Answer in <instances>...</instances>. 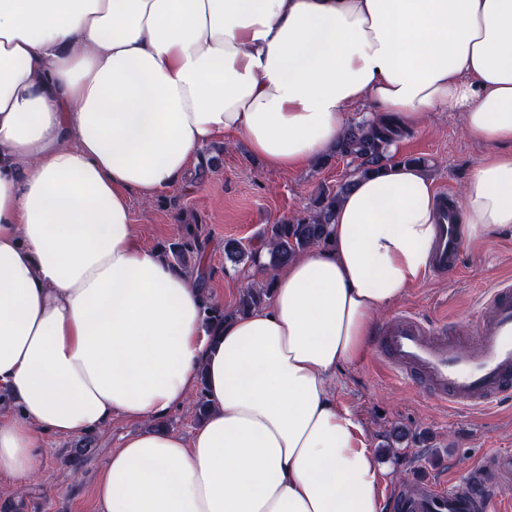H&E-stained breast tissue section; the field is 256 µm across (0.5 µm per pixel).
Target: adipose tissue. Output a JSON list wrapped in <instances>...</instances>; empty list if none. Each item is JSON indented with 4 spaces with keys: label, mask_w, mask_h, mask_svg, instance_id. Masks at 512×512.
<instances>
[{
    "label": "adipose tissue",
    "mask_w": 512,
    "mask_h": 512,
    "mask_svg": "<svg viewBox=\"0 0 512 512\" xmlns=\"http://www.w3.org/2000/svg\"><path fill=\"white\" fill-rule=\"evenodd\" d=\"M418 128L461 113L489 146L469 236L512 226V0H0V477L36 480L41 435L157 420L197 385L190 437L124 438L100 512H383L386 474L331 379L428 269L434 181L359 177L330 245L246 282L270 306L204 322L211 296L139 240L133 201L235 137L272 170L334 152L354 106Z\"/></svg>",
    "instance_id": "ef3b65f1"
}]
</instances>
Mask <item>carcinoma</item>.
Returning <instances> with one entry per match:
<instances>
[{
    "instance_id": "carcinoma-1",
    "label": "carcinoma",
    "mask_w": 512,
    "mask_h": 512,
    "mask_svg": "<svg viewBox=\"0 0 512 512\" xmlns=\"http://www.w3.org/2000/svg\"><path fill=\"white\" fill-rule=\"evenodd\" d=\"M401 133L402 128L394 118L376 124L363 121L347 127L342 141L336 147V154L356 161V167L349 179L339 184L337 188L322 189L305 214L277 224L266 225L263 237L270 246L268 267L285 265L313 247L328 246V225L336 215V204L349 190L355 177L378 172L395 162L394 156L389 153V146ZM216 152L217 155L206 156L199 163L195 174L196 180H203L209 172L219 166L224 147H217ZM205 243L206 239L202 238V225L186 223L183 235L163 247L161 253L179 272L186 275L196 274L199 284L205 288L207 277L205 273L199 271V260ZM224 254L234 264L245 260L254 264L257 261V252L247 250L236 240L225 242ZM271 287L272 282L269 281L263 287L244 289L239 295L234 314L246 315L264 305L270 296ZM226 318L228 315L220 305L211 304L207 307L205 322L210 332L213 333L223 326ZM93 442L94 436L85 435L70 450L66 464L73 471L80 469L83 457L88 448L92 447Z\"/></svg>"
}]
</instances>
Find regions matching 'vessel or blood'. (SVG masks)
Wrapping results in <instances>:
<instances>
[{"instance_id": "obj_1", "label": "vessel or blood", "mask_w": 512, "mask_h": 512, "mask_svg": "<svg viewBox=\"0 0 512 512\" xmlns=\"http://www.w3.org/2000/svg\"><path fill=\"white\" fill-rule=\"evenodd\" d=\"M440 207L430 266L437 275H454L463 264L460 213L446 195ZM380 346L393 371L441 402L460 408L498 404L512 397V287L501 286L486 297L466 340L403 313L383 328ZM510 477L512 456H497L450 490L431 480L411 483L392 507L394 512H503L498 481Z\"/></svg>"}]
</instances>
